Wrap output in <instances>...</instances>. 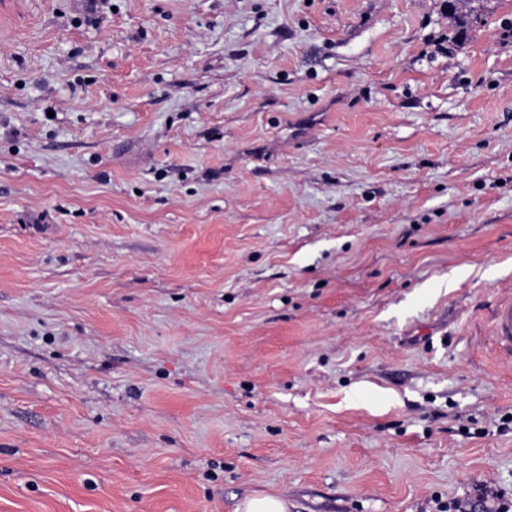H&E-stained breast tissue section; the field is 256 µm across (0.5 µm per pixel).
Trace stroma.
Masks as SVG:
<instances>
[{
	"mask_svg": "<svg viewBox=\"0 0 512 512\" xmlns=\"http://www.w3.org/2000/svg\"><path fill=\"white\" fill-rule=\"evenodd\" d=\"M0 0V512L512 499V0ZM491 338L499 353L512 360V298L495 306L492 313ZM236 512H288V500L271 494L252 496L245 498Z\"/></svg>",
	"mask_w": 512,
	"mask_h": 512,
	"instance_id": "obj_1",
	"label": "stroma"
}]
</instances>
